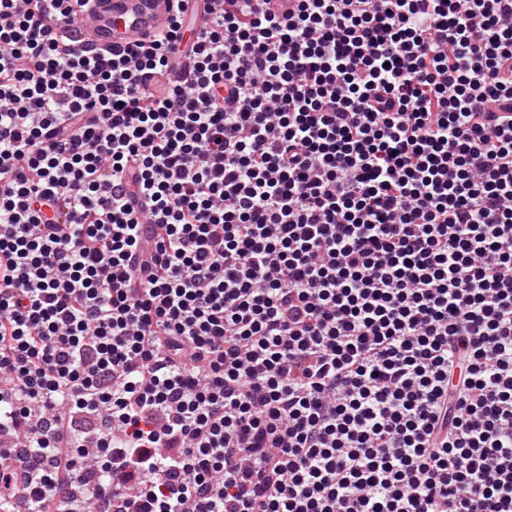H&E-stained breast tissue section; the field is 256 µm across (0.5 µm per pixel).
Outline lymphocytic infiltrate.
I'll return each instance as SVG.
<instances>
[{"label":"lymphocytic infiltrate","mask_w":512,"mask_h":512,"mask_svg":"<svg viewBox=\"0 0 512 512\" xmlns=\"http://www.w3.org/2000/svg\"><path fill=\"white\" fill-rule=\"evenodd\" d=\"M230 2L0 0V512H512V0ZM175 0H88L87 15L65 24L88 49L135 48L163 30Z\"/></svg>","instance_id":"obj_1"}]
</instances>
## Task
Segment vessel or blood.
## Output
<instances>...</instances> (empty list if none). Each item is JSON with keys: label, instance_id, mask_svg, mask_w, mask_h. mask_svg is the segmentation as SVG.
Segmentation results:
<instances>
[{"label": "vessel or blood", "instance_id": "vessel-or-blood-1", "mask_svg": "<svg viewBox=\"0 0 512 512\" xmlns=\"http://www.w3.org/2000/svg\"><path fill=\"white\" fill-rule=\"evenodd\" d=\"M174 0H88L87 13L68 27L89 49L133 48L163 30Z\"/></svg>", "mask_w": 512, "mask_h": 512}]
</instances>
